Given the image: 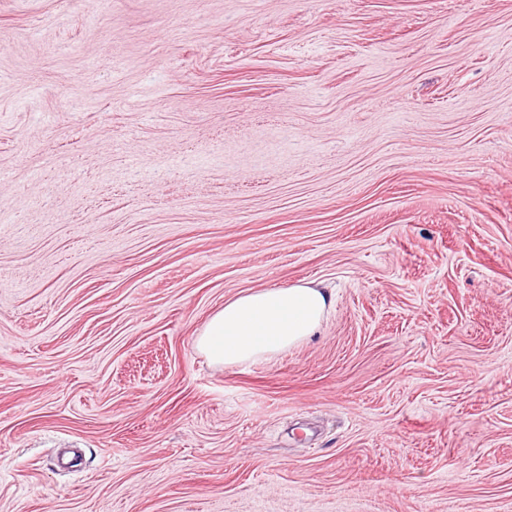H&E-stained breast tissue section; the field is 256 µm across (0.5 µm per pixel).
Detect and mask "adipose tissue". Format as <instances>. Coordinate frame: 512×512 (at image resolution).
I'll list each match as a JSON object with an SVG mask.
<instances>
[{
    "instance_id": "1",
    "label": "adipose tissue",
    "mask_w": 512,
    "mask_h": 512,
    "mask_svg": "<svg viewBox=\"0 0 512 512\" xmlns=\"http://www.w3.org/2000/svg\"><path fill=\"white\" fill-rule=\"evenodd\" d=\"M331 304L313 283L244 291L208 318L196 346L217 365L268 361L316 335Z\"/></svg>"
}]
</instances>
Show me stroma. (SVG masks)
Here are the masks:
<instances>
[{
	"label": "stroma",
	"instance_id": "obj_1",
	"mask_svg": "<svg viewBox=\"0 0 512 512\" xmlns=\"http://www.w3.org/2000/svg\"><path fill=\"white\" fill-rule=\"evenodd\" d=\"M0 512H512V0H0ZM331 304L313 283L244 291L208 318L196 346L217 365L269 361L315 336Z\"/></svg>",
	"mask_w": 512,
	"mask_h": 512
}]
</instances>
